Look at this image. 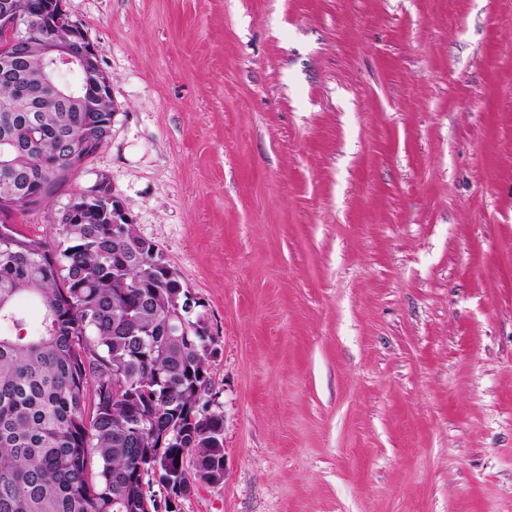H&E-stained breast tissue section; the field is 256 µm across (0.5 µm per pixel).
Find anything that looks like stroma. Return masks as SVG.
I'll use <instances>...</instances> for the list:
<instances>
[{"mask_svg":"<svg viewBox=\"0 0 512 512\" xmlns=\"http://www.w3.org/2000/svg\"><path fill=\"white\" fill-rule=\"evenodd\" d=\"M107 179L200 302L181 512H512V0H66Z\"/></svg>","mask_w":512,"mask_h":512,"instance_id":"35a3bbf8","label":"stroma"}]
</instances>
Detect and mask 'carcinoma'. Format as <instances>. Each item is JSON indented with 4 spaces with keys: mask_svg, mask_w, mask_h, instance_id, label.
I'll return each mask as SVG.
<instances>
[{
    "mask_svg": "<svg viewBox=\"0 0 512 512\" xmlns=\"http://www.w3.org/2000/svg\"><path fill=\"white\" fill-rule=\"evenodd\" d=\"M29 45L27 96L0 75V512H148L163 499L153 479L224 481V413L211 405L207 336H170L184 282L159 267L158 245L133 224L112 228V189L54 217L56 238L12 227L14 214L63 189L112 137L110 97L84 92L95 71H77L74 98L56 93ZM21 295L42 310L22 334Z\"/></svg>",
    "mask_w": 512,
    "mask_h": 512,
    "instance_id": "obj_1",
    "label": "carcinoma"
}]
</instances>
